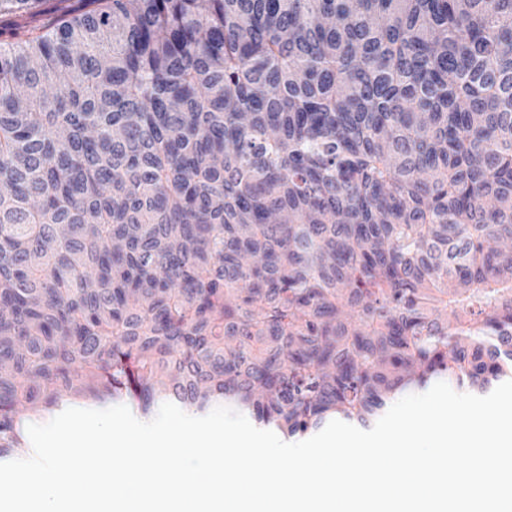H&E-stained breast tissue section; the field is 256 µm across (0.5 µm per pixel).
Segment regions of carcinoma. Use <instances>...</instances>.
I'll return each instance as SVG.
<instances>
[{
  "instance_id": "carcinoma-1",
  "label": "carcinoma",
  "mask_w": 512,
  "mask_h": 512,
  "mask_svg": "<svg viewBox=\"0 0 512 512\" xmlns=\"http://www.w3.org/2000/svg\"><path fill=\"white\" fill-rule=\"evenodd\" d=\"M0 0L16 408L283 435L512 380V0Z\"/></svg>"
}]
</instances>
